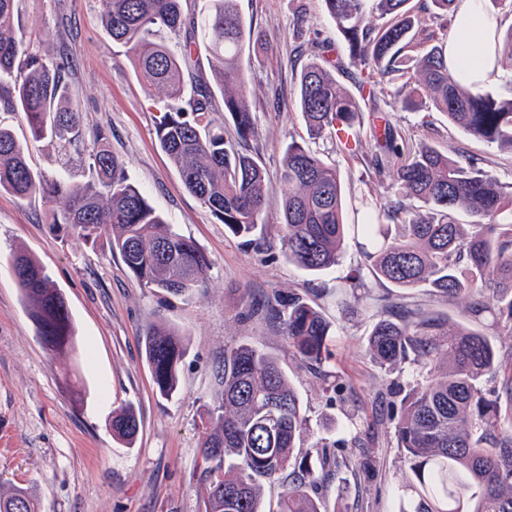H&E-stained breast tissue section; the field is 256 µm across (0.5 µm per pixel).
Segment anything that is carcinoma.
Returning <instances> with one entry per match:
<instances>
[{
	"label": "carcinoma",
	"instance_id": "obj_1",
	"mask_svg": "<svg viewBox=\"0 0 512 512\" xmlns=\"http://www.w3.org/2000/svg\"><path fill=\"white\" fill-rule=\"evenodd\" d=\"M19 0H0V107L23 115L35 139L50 136L68 147L80 137L71 101L68 63L34 49L23 28ZM359 72L352 94L333 74L328 47L311 37L304 16L292 36L314 52L298 78L299 111L310 139L338 146L345 125L361 129L362 107L380 111L376 86L398 80L394 103L404 110L433 108L465 133L512 153V97L474 90L448 71L447 42L413 57L422 30L417 11L433 23L449 21L456 0H321ZM101 20L112 40L127 47L137 78L167 104L156 135L185 188L233 235L247 238L260 224L281 225L289 262L313 274L335 266L348 232L364 262L336 287V308L352 310L348 289L389 284L429 288L452 305L468 300L460 322L422 308L399 306L379 319L367 352L382 366L413 360L423 381L400 400L395 436L409 464L414 495L398 512H512V349L504 353L484 329L489 313L512 334V184L505 185L480 158L459 159L432 139H412L386 124L375 133L371 163L388 174L395 199L387 206L347 197L339 172L306 143L292 141L278 171L282 208L269 219L266 169L249 149L256 137L243 47L254 32L237 0H207L203 21L187 0H101ZM212 63L215 88L202 82L197 51ZM496 63L512 66V25L497 38ZM230 117L236 136L224 134ZM100 131L92 150L93 181L49 178L27 163L23 147L0 127V192L26 200L66 199L53 215L89 242L106 240L143 287L191 299L210 276L212 261L176 225L156 213L125 174V162ZM353 224L345 222L347 211ZM469 217L466 224L458 215ZM12 270L38 335L58 358L70 356L76 333L62 292L24 253ZM296 359L319 373L328 357L330 324L312 299L298 293L267 301ZM142 343L153 383L164 399L179 385L185 334L157 319ZM218 391L202 422L197 470L201 512H322L315 497L322 474L296 452L307 432L301 399L277 358L240 344L224 350ZM138 432L133 406L112 416V437L130 445ZM289 472L277 509L265 508L262 483ZM0 512H36L28 487L0 493Z\"/></svg>",
	"mask_w": 512,
	"mask_h": 512
}]
</instances>
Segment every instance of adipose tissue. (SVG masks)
<instances>
[{"label":"adipose tissue","mask_w":512,"mask_h":512,"mask_svg":"<svg viewBox=\"0 0 512 512\" xmlns=\"http://www.w3.org/2000/svg\"><path fill=\"white\" fill-rule=\"evenodd\" d=\"M500 23L487 0H459L448 38V67L471 88L495 83L501 75L494 60L495 33Z\"/></svg>","instance_id":"obj_1"}]
</instances>
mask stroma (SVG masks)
Returning <instances> with one entry per match:
<instances>
[{
  "mask_svg": "<svg viewBox=\"0 0 512 512\" xmlns=\"http://www.w3.org/2000/svg\"><path fill=\"white\" fill-rule=\"evenodd\" d=\"M238 8L264 43L262 52L247 48L243 57L257 123L249 145L268 172L273 214L281 203L283 150L307 137L297 82L310 55L299 51L291 21L307 13L335 42L334 59L348 57L320 0H238ZM20 16L35 46L68 62L84 137L80 153H70L51 138L33 139L21 114L0 109V126L12 131L30 166L49 177L90 181L94 136L105 132L129 180L207 253L213 268L192 300L151 291L137 284L105 240L87 243L53 226L64 200L49 204L0 192V490L31 487L38 512H199V426L212 405L214 375L225 347L250 344L279 358L301 397L310 435L300 453L322 440L327 456L359 464L357 473L331 472L319 484L316 497L325 512H397L413 475L396 446L391 415L399 391L417 373L413 365L384 368L370 357L367 338L381 308L363 292L352 298V313L336 308L337 284L362 262L353 240H346L335 267L310 274L285 258L278 225L259 227L252 245L233 236L185 189L162 152L155 121L164 103L144 91L124 47L106 32L100 0H20ZM393 90L384 84L379 105L397 129L486 159L502 183H512V154L449 125L441 113L402 110ZM373 147L366 135L353 156L328 142L320 149L339 169L346 191L383 203L392 189L389 177L377 176L369 164ZM18 251L36 259L61 289L76 323L73 358H56L38 336L12 274ZM309 288L332 327L327 379L289 354L278 322L262 306L273 294ZM158 317L188 340L171 400L158 394L141 346L145 325ZM129 404L139 431L128 446L113 438L110 422Z\"/></svg>",
  "mask_w": 512,
  "mask_h": 512,
  "instance_id": "35a3bbf8",
  "label": "stroma"
}]
</instances>
